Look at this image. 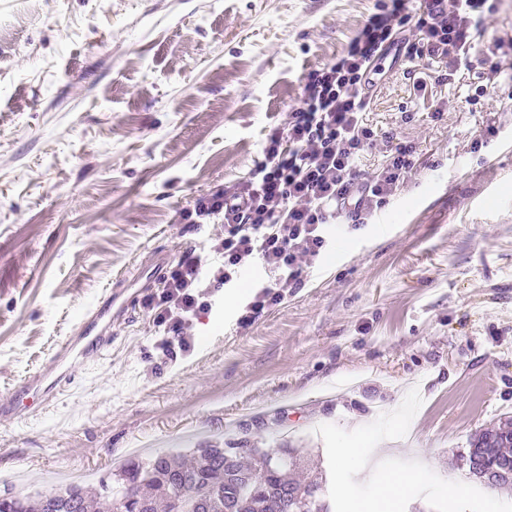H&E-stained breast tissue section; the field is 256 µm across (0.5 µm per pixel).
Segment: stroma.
I'll list each match as a JSON object with an SVG mask.
<instances>
[{
  "instance_id": "obj_1",
  "label": "stroma",
  "mask_w": 512,
  "mask_h": 512,
  "mask_svg": "<svg viewBox=\"0 0 512 512\" xmlns=\"http://www.w3.org/2000/svg\"><path fill=\"white\" fill-rule=\"evenodd\" d=\"M383 0H0V396L133 265L206 255L218 224L182 214L246 179L303 77L334 62ZM365 123L414 146L415 175L375 223L329 230L301 287L239 327L244 269L157 358L147 282L103 359L50 405L0 419V472L29 493L57 472L109 475L130 450L280 448L326 459L316 428L354 430L423 403L372 463L461 457L512 418V83L388 54ZM440 118L432 113L438 103ZM499 133L472 144L486 126Z\"/></svg>"
}]
</instances>
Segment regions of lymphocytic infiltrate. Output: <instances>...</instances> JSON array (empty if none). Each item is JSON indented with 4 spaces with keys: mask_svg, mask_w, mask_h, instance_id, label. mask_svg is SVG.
<instances>
[{
    "mask_svg": "<svg viewBox=\"0 0 512 512\" xmlns=\"http://www.w3.org/2000/svg\"><path fill=\"white\" fill-rule=\"evenodd\" d=\"M487 0H421L418 16L406 0H390L385 12L372 15L351 40L346 54L304 77L302 97L284 127L267 137L263 158L249 177L197 199L184 220L219 224L211 237L213 260L203 264L195 253L182 256L159 295L153 323L161 363L176 361L194 347L193 319L209 310L213 297L233 285L244 266L261 259L271 274L254 285L238 323L246 327L299 287L305 267L327 248L326 227L340 217L355 226L368 223L415 168L413 149L377 141L363 121L368 88L378 58L397 47V31L410 27L409 57L447 61L449 74L483 68L487 80L501 71L496 59L502 40L480 45ZM381 147L384 164L360 170L362 153Z\"/></svg>",
    "mask_w": 512,
    "mask_h": 512,
    "instance_id": "lymphocytic-infiltrate-1",
    "label": "lymphocytic infiltrate"
}]
</instances>
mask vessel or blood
I'll return each instance as SVG.
<instances>
[{"label": "vessel or blood", "mask_w": 512, "mask_h": 512, "mask_svg": "<svg viewBox=\"0 0 512 512\" xmlns=\"http://www.w3.org/2000/svg\"><path fill=\"white\" fill-rule=\"evenodd\" d=\"M130 283V277L120 278L107 301L93 311L77 328L74 336L68 337L56 347L51 366L30 375L13 388L6 399L0 400V417L19 415L26 399L44 401L53 397L62 384L70 382L69 366L72 361L91 359L111 345L112 323L109 315L113 305L123 308L128 306L125 293Z\"/></svg>", "instance_id": "1"}]
</instances>
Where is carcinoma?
<instances>
[{"mask_svg": "<svg viewBox=\"0 0 512 512\" xmlns=\"http://www.w3.org/2000/svg\"><path fill=\"white\" fill-rule=\"evenodd\" d=\"M232 452V448L208 446L194 449L188 459L169 453L147 459L128 457L113 473L110 496L130 488L149 503V512H182V498L200 494L204 497L200 512H224V499L238 496L237 479L224 473V455ZM464 459L475 476L493 479L496 487H512V476L498 474L506 464L512 468V419L477 434ZM301 463L290 448L266 451L262 459L252 453L239 454L237 471L251 481V491L241 499L238 512H295L294 498L284 499L275 492L284 485L294 493L305 489L315 507L334 512L320 482L295 477L294 470ZM106 491L107 482L102 479L95 486L66 485L34 496L8 494L0 501V512H112Z\"/></svg>", "mask_w": 512, "mask_h": 512, "instance_id": "obj_1", "label": "carcinoma"}]
</instances>
